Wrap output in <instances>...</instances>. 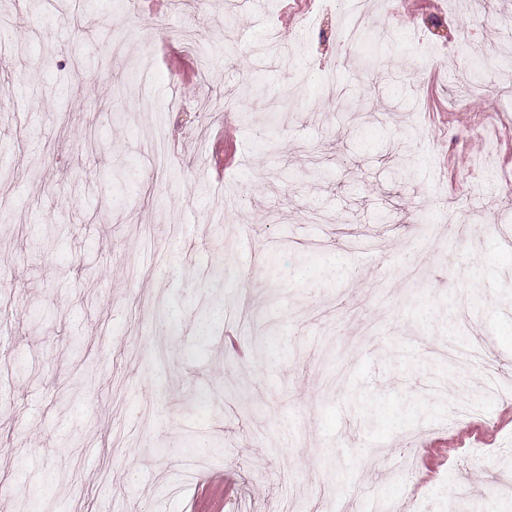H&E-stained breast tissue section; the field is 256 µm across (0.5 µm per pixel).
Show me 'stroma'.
I'll list each match as a JSON object with an SVG mask.
<instances>
[{"label":"stroma","mask_w":512,"mask_h":512,"mask_svg":"<svg viewBox=\"0 0 512 512\" xmlns=\"http://www.w3.org/2000/svg\"><path fill=\"white\" fill-rule=\"evenodd\" d=\"M359 6L0 0V512H512V0Z\"/></svg>","instance_id":"35a3bbf8"}]
</instances>
